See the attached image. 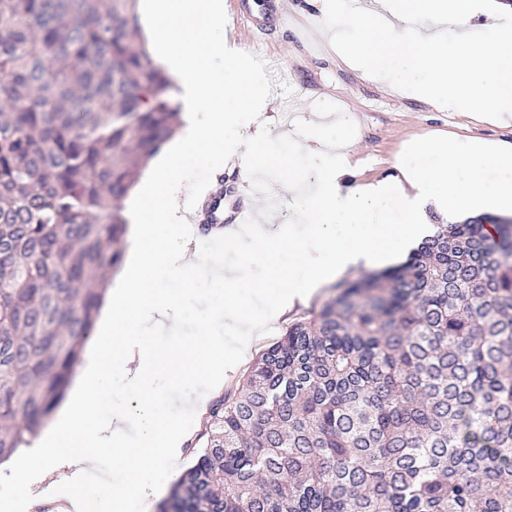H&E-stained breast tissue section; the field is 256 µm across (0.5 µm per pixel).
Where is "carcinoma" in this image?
I'll return each mask as SVG.
<instances>
[{
	"label": "carcinoma",
	"mask_w": 512,
	"mask_h": 512,
	"mask_svg": "<svg viewBox=\"0 0 512 512\" xmlns=\"http://www.w3.org/2000/svg\"><path fill=\"white\" fill-rule=\"evenodd\" d=\"M137 0H0V466L64 399L172 81ZM437 221L216 401L158 512H512V219Z\"/></svg>",
	"instance_id": "obj_1"
}]
</instances>
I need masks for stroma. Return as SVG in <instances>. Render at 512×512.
I'll list each match as a JSON object with an SVG mask.
<instances>
[{"label":"stroma","mask_w":512,"mask_h":512,"mask_svg":"<svg viewBox=\"0 0 512 512\" xmlns=\"http://www.w3.org/2000/svg\"><path fill=\"white\" fill-rule=\"evenodd\" d=\"M279 0H224V36L234 39L263 68V79L274 94L269 108L258 113L269 132L271 150L287 153L289 138L320 133L335 135L338 128L350 132L351 148L361 168L347 179L355 184L366 179H385L396 175L397 165L430 168L434 156L411 151L420 138L453 137L459 144L473 141L512 142V124H494L480 114L468 116L441 112L412 97L403 89L368 79L336 54V35H349L344 23H324L321 12L296 11L287 26L277 23ZM287 63L296 81L304 85L291 123H284L282 102L289 87L276 82L268 73L270 58ZM205 279H196L190 293L182 299L184 326L175 336L158 335L154 343L168 349L194 344L203 331L209 313L200 307L196 293L208 290ZM199 444L189 439L173 470L156 474L159 491L155 499L127 500L123 512H156L159 499L167 497L183 471L194 461Z\"/></svg>","instance_id":"35a3bbf8"}]
</instances>
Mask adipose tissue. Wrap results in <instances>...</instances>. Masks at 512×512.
Returning a JSON list of instances; mask_svg holds the SVG:
<instances>
[{
    "instance_id": "1",
    "label": "adipose tissue",
    "mask_w": 512,
    "mask_h": 512,
    "mask_svg": "<svg viewBox=\"0 0 512 512\" xmlns=\"http://www.w3.org/2000/svg\"><path fill=\"white\" fill-rule=\"evenodd\" d=\"M144 2L155 59L179 84L184 127L147 169L140 201L129 211L134 235L91 331L74 399L15 473L24 488L43 478L47 466L67 471L59 489L67 512H81L91 494L110 503L155 495L150 469H170L186 436L160 410L171 390L197 379L222 386L225 350L247 356L294 303L347 271L399 261L431 235V213L471 216L488 205L512 211V143L462 147L422 139L418 148L440 158L436 168L403 166L396 176L351 186L347 178L357 163L346 135H318L311 144L291 145L317 167V188L279 183L293 224L242 225L237 236L248 243L245 260L201 266L185 247L193 226L179 204L192 188V169L222 164L253 177L287 160L269 152L268 132L255 122L269 93L247 53L224 43V0ZM390 12L382 23L369 12L352 14L362 35L341 48L342 57L432 106L512 121V0H498L496 24L479 34L462 21L461 0H391ZM409 19L420 21V29L407 28ZM492 169L502 173L494 182L486 178ZM340 224L348 226L347 236H337ZM201 275L210 282L201 300L212 312L204 334L188 347L155 348L153 336L177 335L180 292ZM119 369L139 396L136 408L108 398ZM162 375L169 389L157 386ZM107 450L125 472L122 483L101 467Z\"/></svg>"
}]
</instances>
